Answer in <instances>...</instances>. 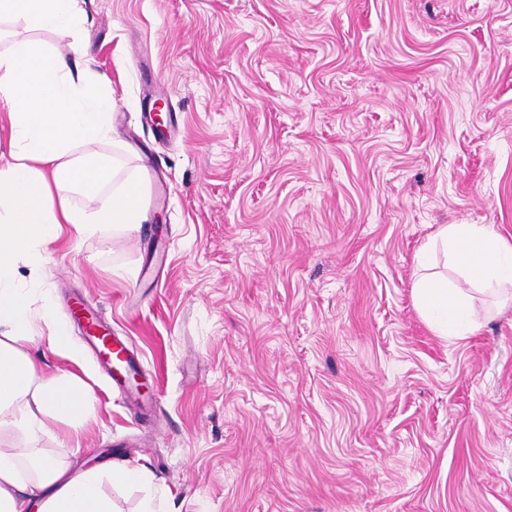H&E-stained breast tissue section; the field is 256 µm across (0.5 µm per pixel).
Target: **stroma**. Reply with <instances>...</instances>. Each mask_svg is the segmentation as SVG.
I'll return each instance as SVG.
<instances>
[{
	"mask_svg": "<svg viewBox=\"0 0 512 512\" xmlns=\"http://www.w3.org/2000/svg\"><path fill=\"white\" fill-rule=\"evenodd\" d=\"M112 96L99 151L146 220L64 234L44 296L96 417L31 445L115 466L116 512H512V285L474 289L433 237L512 243V0H79ZM164 100L162 128L145 118ZM431 270L480 324L437 335ZM142 374L127 393L71 316Z\"/></svg>",
	"mask_w": 512,
	"mask_h": 512,
	"instance_id": "obj_1",
	"label": "stroma"
}]
</instances>
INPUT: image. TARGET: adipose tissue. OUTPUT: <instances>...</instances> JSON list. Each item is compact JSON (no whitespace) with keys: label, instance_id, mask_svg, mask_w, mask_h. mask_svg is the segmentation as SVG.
Returning a JSON list of instances; mask_svg holds the SVG:
<instances>
[{"label":"adipose tissue","instance_id":"1","mask_svg":"<svg viewBox=\"0 0 512 512\" xmlns=\"http://www.w3.org/2000/svg\"><path fill=\"white\" fill-rule=\"evenodd\" d=\"M23 21L30 30L69 29L79 34L83 17L76 0H0V21ZM89 68L67 54L27 39H12L0 50V101L8 106L13 162L0 170V429L34 437L49 417L80 426L94 419L89 386L76 374H49L25 347L30 333L31 296L37 280L17 282L19 255L39 268L45 247L65 227L89 234L103 225L132 231L144 219L139 181H115V164L94 152L111 133L112 99L93 83ZM84 147L75 155L76 147ZM89 201L72 206L70 193ZM452 260L482 283L512 285V244L487 224H448L436 234ZM421 312L439 335L463 336L478 326L469 299L446 281L421 277L414 288ZM116 484L131 471L112 468ZM95 469L75 476L35 449L0 448V512H115L102 490L106 477Z\"/></svg>","mask_w":512,"mask_h":512}]
</instances>
